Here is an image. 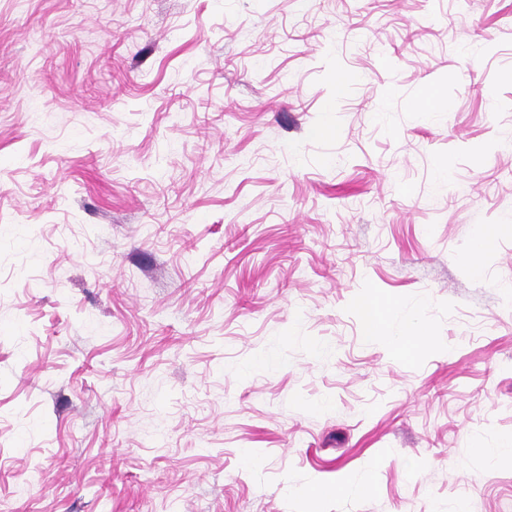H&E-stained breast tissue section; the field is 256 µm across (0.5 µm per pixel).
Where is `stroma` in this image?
Listing matches in <instances>:
<instances>
[{
	"mask_svg": "<svg viewBox=\"0 0 512 512\" xmlns=\"http://www.w3.org/2000/svg\"><path fill=\"white\" fill-rule=\"evenodd\" d=\"M507 141L512 0H0V512H512ZM356 306L359 309L364 336L371 339L378 337L383 319V310L379 303L370 298H363Z\"/></svg>",
	"mask_w": 512,
	"mask_h": 512,
	"instance_id": "35a3bbf8",
	"label": "stroma"
}]
</instances>
